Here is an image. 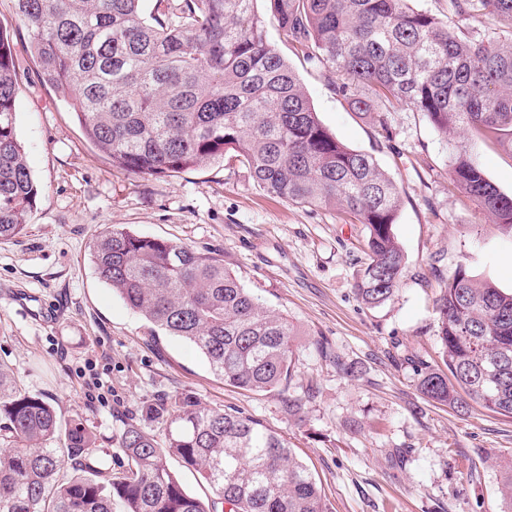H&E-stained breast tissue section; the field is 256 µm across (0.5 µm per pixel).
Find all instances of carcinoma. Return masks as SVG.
Returning a JSON list of instances; mask_svg holds the SVG:
<instances>
[{
	"instance_id": "cac0c4a2",
	"label": "carcinoma",
	"mask_w": 512,
	"mask_h": 512,
	"mask_svg": "<svg viewBox=\"0 0 512 512\" xmlns=\"http://www.w3.org/2000/svg\"><path fill=\"white\" fill-rule=\"evenodd\" d=\"M40 82L68 93L88 140L115 167L173 176L234 152L264 191L305 207H339L365 226L353 290L370 307L399 289L404 250L393 226L395 181L376 158L321 123L288 61L270 42L254 0H13ZM277 26L336 95L391 138L397 104L446 136L512 144V0H448L452 14H491L509 37L487 44L415 0H270ZM13 38L0 29V239L25 231L41 193L15 131ZM450 185L512 230V196L489 181L462 141L451 143ZM98 278L153 331L178 337L224 383L276 391L302 418L308 398L288 393L297 327L255 297L213 252L125 227L96 237ZM446 371L417 370L430 400L465 413L470 402L512 417V293L474 281L459 264L435 300ZM315 349L344 375L353 365L323 341ZM166 426L160 444L146 424ZM114 472L80 420L20 386L0 365V512H329L322 486L283 436L239 411L190 393L146 402L116 438ZM175 456L213 493L206 506L170 470ZM498 493L512 512V460Z\"/></svg>"
}]
</instances>
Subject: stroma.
Here are the masks:
<instances>
[{
    "label": "stroma",
    "mask_w": 512,
    "mask_h": 512,
    "mask_svg": "<svg viewBox=\"0 0 512 512\" xmlns=\"http://www.w3.org/2000/svg\"><path fill=\"white\" fill-rule=\"evenodd\" d=\"M268 36L321 123L372 153L401 190L394 233L406 265L395 297L370 308L354 294L364 225L340 209L312 210L263 191L233 154L172 177L113 167L63 93L37 81L18 39L16 135L41 194L25 232L0 239V364L62 421L81 419L115 470L124 463L115 445L123 421L143 402L189 392L287 437L321 481L331 512H502L500 465L512 460V418L476 405L460 414L429 400L415 369L442 365L434 302L458 264L512 292V234L452 190L448 142L421 113L390 109L393 139L385 141L276 26ZM470 146L486 177L511 196L512 150L482 140ZM110 226L221 255L261 302L300 328L289 391L314 392L303 423L283 413L277 393L225 385L181 339L152 341L149 324L90 262L91 244ZM318 339L356 377L323 358Z\"/></svg>",
    "instance_id": "35a3bbf8"
}]
</instances>
